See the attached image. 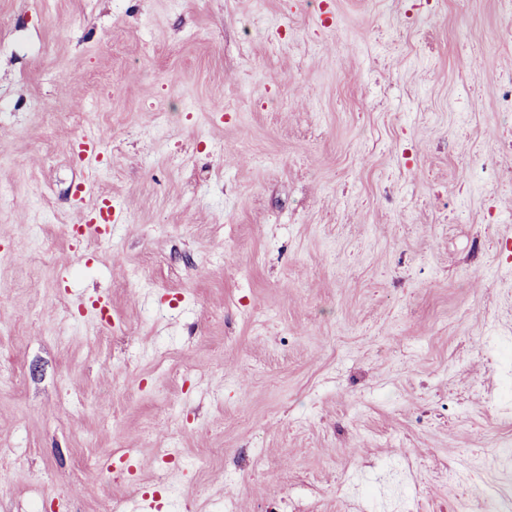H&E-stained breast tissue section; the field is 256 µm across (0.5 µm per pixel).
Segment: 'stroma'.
Listing matches in <instances>:
<instances>
[{
	"label": "stroma",
	"mask_w": 512,
	"mask_h": 512,
	"mask_svg": "<svg viewBox=\"0 0 512 512\" xmlns=\"http://www.w3.org/2000/svg\"><path fill=\"white\" fill-rule=\"evenodd\" d=\"M332 12L0 0V512H173L164 468L194 512L512 500V185L477 174L512 173V12ZM497 112L512 118V74L502 75L496 81ZM93 212L94 214L99 212V223H92V218H90L83 224H76L85 227L87 235L91 237L101 238L107 226L112 225V222H118V220L123 219L120 212L112 219V215H114V213H112V200H100L94 206Z\"/></svg>",
	"instance_id": "1"
}]
</instances>
